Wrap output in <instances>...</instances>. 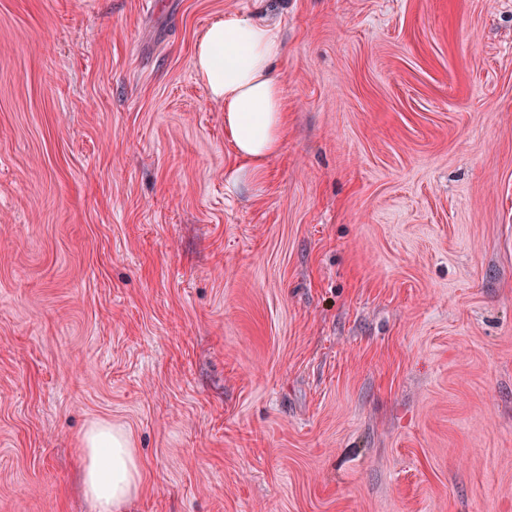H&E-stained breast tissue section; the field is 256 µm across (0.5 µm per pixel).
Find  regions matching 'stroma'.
Returning <instances> with one entry per match:
<instances>
[{"mask_svg": "<svg viewBox=\"0 0 512 512\" xmlns=\"http://www.w3.org/2000/svg\"><path fill=\"white\" fill-rule=\"evenodd\" d=\"M277 24L261 179L193 51ZM512 512V0H0V512ZM82 484L95 512H123L141 483L140 461L128 434L108 422L91 425L82 437Z\"/></svg>", "mask_w": 512, "mask_h": 512, "instance_id": "35a3bbf8", "label": "stroma"}]
</instances>
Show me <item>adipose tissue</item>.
I'll list each match as a JSON object with an SVG mask.
<instances>
[{
	"label": "adipose tissue",
	"instance_id": "1",
	"mask_svg": "<svg viewBox=\"0 0 512 512\" xmlns=\"http://www.w3.org/2000/svg\"><path fill=\"white\" fill-rule=\"evenodd\" d=\"M283 51L278 27L228 12L201 39L195 67L210 98L224 105V129L252 177H260L285 134L287 116L275 63ZM82 484L95 512H123L141 483L128 434L107 422L82 437Z\"/></svg>",
	"mask_w": 512,
	"mask_h": 512
}]
</instances>
